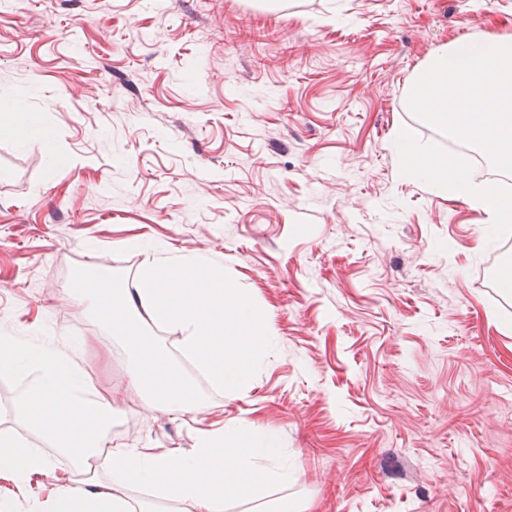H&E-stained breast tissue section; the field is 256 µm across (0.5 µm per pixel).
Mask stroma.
<instances>
[{
    "instance_id": "obj_1",
    "label": "stroma",
    "mask_w": 512,
    "mask_h": 512,
    "mask_svg": "<svg viewBox=\"0 0 512 512\" xmlns=\"http://www.w3.org/2000/svg\"><path fill=\"white\" fill-rule=\"evenodd\" d=\"M512 36V0H0V336L69 351L119 387L110 436L195 448L275 431L287 481L224 512H512V296L463 199L398 173L393 129L447 151L405 106L437 47ZM223 265L264 315L252 387L150 407L124 345L68 289L134 282L150 253ZM84 341L70 348L74 325ZM0 374V431L76 464Z\"/></svg>"
}]
</instances>
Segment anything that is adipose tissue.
Instances as JSON below:
<instances>
[{
	"label": "adipose tissue",
	"mask_w": 512,
	"mask_h": 512,
	"mask_svg": "<svg viewBox=\"0 0 512 512\" xmlns=\"http://www.w3.org/2000/svg\"><path fill=\"white\" fill-rule=\"evenodd\" d=\"M391 152L403 174H417L444 192L468 199L497 231L512 229V201L503 200L492 183L472 182L456 157L421 151L411 126L393 130ZM0 372L27 377L20 398L23 414L55 447L73 459L87 476L58 477L48 497L31 496L30 512H153L146 505L132 507L118 495L125 486L149 487L157 498L180 504L184 512H224L226 499L259 494L263 485L281 480V473L261 470L257 462L279 453L277 435L244 428L228 439L207 433L191 451L177 448H131L109 440L118 388L89 397L86 377L61 350L47 346L19 347L0 336ZM106 455L113 480L104 484L92 476L91 461ZM50 462L28 440L0 432V480L16 483L50 472Z\"/></svg>",
	"instance_id": "adipose-tissue-1"
}]
</instances>
